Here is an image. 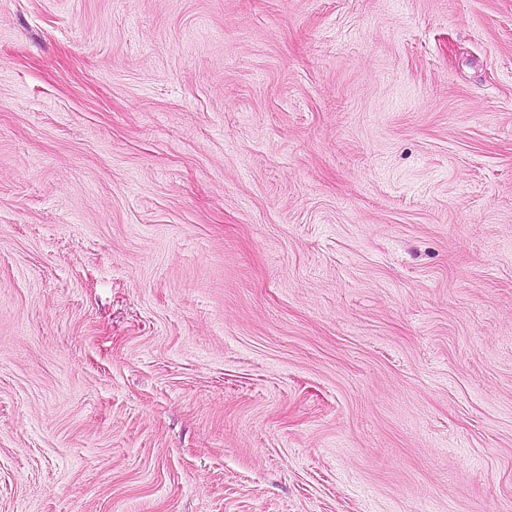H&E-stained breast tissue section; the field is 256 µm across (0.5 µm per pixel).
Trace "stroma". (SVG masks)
Segmentation results:
<instances>
[{
  "instance_id": "1",
  "label": "stroma",
  "mask_w": 512,
  "mask_h": 512,
  "mask_svg": "<svg viewBox=\"0 0 512 512\" xmlns=\"http://www.w3.org/2000/svg\"><path fill=\"white\" fill-rule=\"evenodd\" d=\"M0 512H512V0H0Z\"/></svg>"
}]
</instances>
